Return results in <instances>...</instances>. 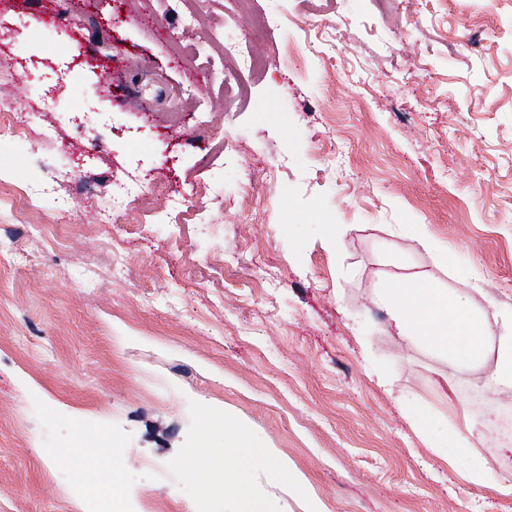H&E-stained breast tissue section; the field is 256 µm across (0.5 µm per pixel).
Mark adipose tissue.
Segmentation results:
<instances>
[{"label": "adipose tissue", "mask_w": 512, "mask_h": 512, "mask_svg": "<svg viewBox=\"0 0 512 512\" xmlns=\"http://www.w3.org/2000/svg\"><path fill=\"white\" fill-rule=\"evenodd\" d=\"M375 298L390 309L400 335L422 337L464 368L482 360L488 329L466 295L444 292L414 272L395 281L379 278Z\"/></svg>", "instance_id": "adipose-tissue-1"}]
</instances>
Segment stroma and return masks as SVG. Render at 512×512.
I'll list each match as a JSON object with an SVG mask.
<instances>
[{
  "label": "stroma",
  "mask_w": 512,
  "mask_h": 512,
  "mask_svg": "<svg viewBox=\"0 0 512 512\" xmlns=\"http://www.w3.org/2000/svg\"><path fill=\"white\" fill-rule=\"evenodd\" d=\"M53 2L0 0V512H81L76 448L123 459L118 512H512L466 478L512 463V0ZM131 176L163 194L104 222ZM412 272L479 365L375 303ZM375 298L386 305L401 336H421L430 346L455 358L462 368L484 356L485 323L463 294H448L433 288L419 272L390 282L378 276ZM497 345V362L489 381L501 390H512V320L502 326Z\"/></svg>",
  "instance_id": "obj_1"
}]
</instances>
